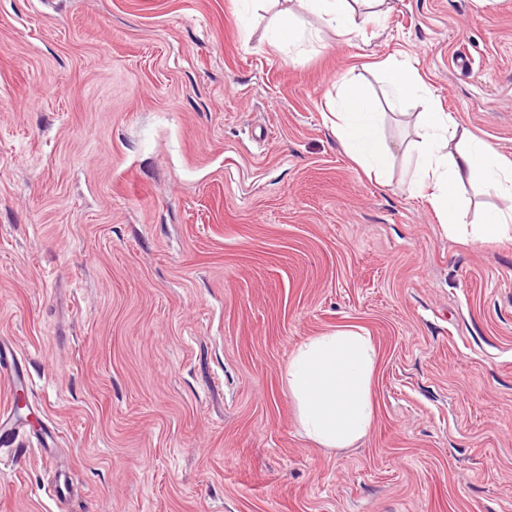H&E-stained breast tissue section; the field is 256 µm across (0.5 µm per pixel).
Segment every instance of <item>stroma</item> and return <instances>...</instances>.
<instances>
[{"label": "stroma", "mask_w": 512, "mask_h": 512, "mask_svg": "<svg viewBox=\"0 0 512 512\" xmlns=\"http://www.w3.org/2000/svg\"><path fill=\"white\" fill-rule=\"evenodd\" d=\"M306 31L294 51L270 30ZM337 35L297 0H0V341L60 452L0 463V512H512V239L448 238L407 190L377 62L512 160V0H392ZM383 112L379 187L332 130ZM358 328L375 421L307 439L295 349Z\"/></svg>", "instance_id": "obj_1"}]
</instances>
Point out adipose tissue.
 <instances>
[{"label": "adipose tissue", "mask_w": 512, "mask_h": 512, "mask_svg": "<svg viewBox=\"0 0 512 512\" xmlns=\"http://www.w3.org/2000/svg\"><path fill=\"white\" fill-rule=\"evenodd\" d=\"M303 9L318 15L339 35L355 31L351 0H301ZM386 92L395 102L416 108L422 131L419 163L410 189L425 195L445 234L462 243H485L512 238V161L487 141L460 130L448 113L439 111L431 92L414 69L386 65ZM343 92L336 102V137L351 160L387 186L390 157L381 133L382 119L347 76L337 78ZM457 140L449 150V140ZM480 182L503 200L481 222L465 221L460 189ZM376 349L371 336L360 330H339L313 336L292 353L283 373L305 435L325 448H349L364 439L374 422L372 381Z\"/></svg>", "instance_id": "ef3b65f1"}]
</instances>
